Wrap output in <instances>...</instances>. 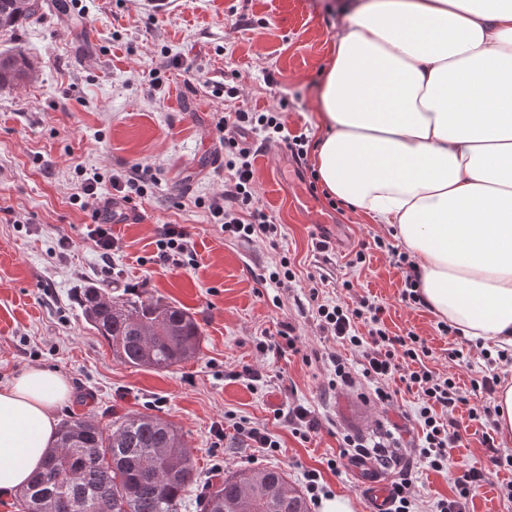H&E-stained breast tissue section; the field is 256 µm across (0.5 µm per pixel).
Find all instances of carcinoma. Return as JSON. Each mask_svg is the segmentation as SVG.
I'll use <instances>...</instances> for the list:
<instances>
[{"mask_svg": "<svg viewBox=\"0 0 512 512\" xmlns=\"http://www.w3.org/2000/svg\"><path fill=\"white\" fill-rule=\"evenodd\" d=\"M41 0H0V35L36 17ZM32 64L20 51L0 52V87L26 79ZM89 329L133 367L164 370L194 357L201 331L186 310L147 291L112 295L96 283L76 295ZM196 482L187 448L170 423L129 413L104 424L81 415L63 423L42 467L21 492L23 512H180ZM200 512H308L287 474L245 469L224 477L200 501Z\"/></svg>", "mask_w": 512, "mask_h": 512, "instance_id": "cac0c4a2", "label": "carcinoma"}]
</instances>
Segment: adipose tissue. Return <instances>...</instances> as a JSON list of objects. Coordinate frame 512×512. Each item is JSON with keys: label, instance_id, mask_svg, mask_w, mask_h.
I'll use <instances>...</instances> for the list:
<instances>
[{"label": "adipose tissue", "instance_id": "adipose-tissue-1", "mask_svg": "<svg viewBox=\"0 0 512 512\" xmlns=\"http://www.w3.org/2000/svg\"><path fill=\"white\" fill-rule=\"evenodd\" d=\"M327 190L392 226L430 311L512 348V0H357L314 97ZM67 380L0 388V497L55 440Z\"/></svg>", "mask_w": 512, "mask_h": 512}]
</instances>
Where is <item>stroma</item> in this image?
<instances>
[{
    "label": "stroma",
    "instance_id": "1",
    "mask_svg": "<svg viewBox=\"0 0 512 512\" xmlns=\"http://www.w3.org/2000/svg\"><path fill=\"white\" fill-rule=\"evenodd\" d=\"M341 0H48L38 19L0 51L24 52L33 65L30 81L0 89V387L32 366L64 376L69 398L56 409L58 421L74 414L111 420L139 411L174 425L181 433L199 482L181 512H198L214 471L282 469L303 490V471L321 468L338 455L341 432L364 437L391 435L389 468L374 458L348 457L341 475L325 474L332 494L349 497L354 512H372L367 480L383 484L412 479L415 512H433L455 495L454 479L473 466L491 467L481 422L456 411L462 442L448 466L437 472L412 453L421 429L420 399L400 380L389 383L394 404L381 409L355 393L327 392L325 353L351 365L360 354L323 339L308 313L310 289L322 299L353 306L361 297L384 308L394 334L415 332L429 349L427 366L454 375L470 403H488L473 379L487 364L480 342L444 330L428 308L402 301L403 273L374 239L395 244L391 228L371 223L345 202H331L324 186L313 200L334 225L328 250L293 203L295 183L309 185L310 155L319 136L311 110L313 92L331 66L336 9ZM160 71L152 86L149 74ZM235 87L234 99L220 94ZM263 112L283 107L289 134H306L309 152L296 160L286 144L255 152L256 200L278 227L276 242H244L224 235L194 199L224 188V148L214 115L224 107ZM141 163L157 170L159 182L134 206L146 219L116 224L117 242L103 261L89 237L92 221L71 202L75 167L104 176ZM176 224L190 236L193 265L156 262L162 225ZM68 241L70 258L56 257ZM366 260L355 263L358 249ZM287 256L293 282L267 276ZM123 290L139 288L186 308L198 322L200 348L192 360L163 371L119 362L107 341L89 330L73 302L86 283ZM292 323L296 351L259 350L260 342ZM261 378L250 381L245 369ZM301 403L319 421L308 438L293 433L283 418ZM244 419L280 444L270 453L226 430L221 448L214 431L226 420ZM512 471L499 470L470 496L467 512H512L499 486Z\"/></svg>",
    "mask_w": 512,
    "mask_h": 512
}]
</instances>
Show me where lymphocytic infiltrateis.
I'll return each mask as SVG.
<instances>
[{"label": "lymphocytic infiltrate", "instance_id": "lymphocytic-infiltrate-1", "mask_svg": "<svg viewBox=\"0 0 512 512\" xmlns=\"http://www.w3.org/2000/svg\"><path fill=\"white\" fill-rule=\"evenodd\" d=\"M215 129L224 142V166L230 172L224 181L223 192L210 199H197L196 207L207 209L214 223L219 224L225 235L241 240L255 237H271L277 232L272 216L258 208L253 192L254 155L252 146L240 143L237 135L241 129H250L261 142H275L283 139L285 130L280 111L249 112L243 109H228L217 113ZM78 191L73 199L81 209L90 211L95 226L91 238L102 257H109L116 246L110 225L101 223L102 213L94 207L98 198V187L103 175L96 171L76 168ZM156 257L159 262L176 267L185 266L193 257V246L187 232L175 224L164 225L156 242ZM308 306L324 338L339 341L350 349L360 351L359 368H352L336 353H328L326 360L330 367L327 387L331 391L359 388L362 382L374 386L372 399L375 404L385 406L393 401L385 383L392 377H399L407 389H414L422 397L417 420L423 436L415 448L419 461L435 471L447 468L452 448L460 442L461 436L455 419H444V412H451L460 406H467L468 414L474 420H489L490 406H468L465 397L457 392L453 378L440 377L428 369L423 359L428 351L414 333L390 334L381 318L382 306L370 299H362L359 306L351 308L339 303L320 300L318 292H311ZM369 324L367 335H359L357 322ZM341 450L338 457L327 459L326 470L340 473L342 460L350 452L365 456L369 453L370 439L350 432L340 437ZM323 470V471H326ZM323 471L312 468L303 473L305 490L310 502H318L324 490Z\"/></svg>", "mask_w": 512, "mask_h": 512}]
</instances>
